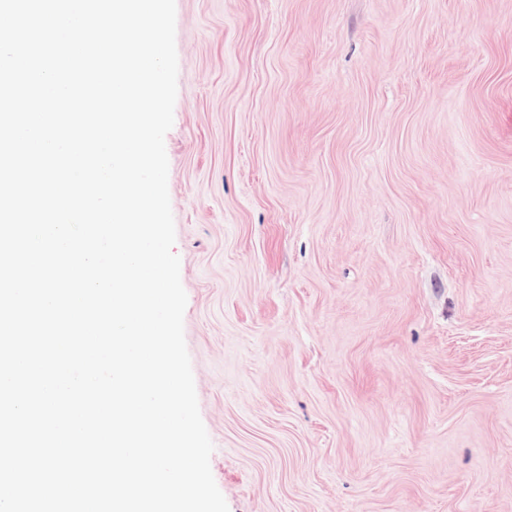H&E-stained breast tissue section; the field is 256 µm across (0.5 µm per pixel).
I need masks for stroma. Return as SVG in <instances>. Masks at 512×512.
<instances>
[{"label":"stroma","instance_id":"obj_1","mask_svg":"<svg viewBox=\"0 0 512 512\" xmlns=\"http://www.w3.org/2000/svg\"><path fill=\"white\" fill-rule=\"evenodd\" d=\"M184 338L229 512H512V0H175Z\"/></svg>","mask_w":512,"mask_h":512}]
</instances>
